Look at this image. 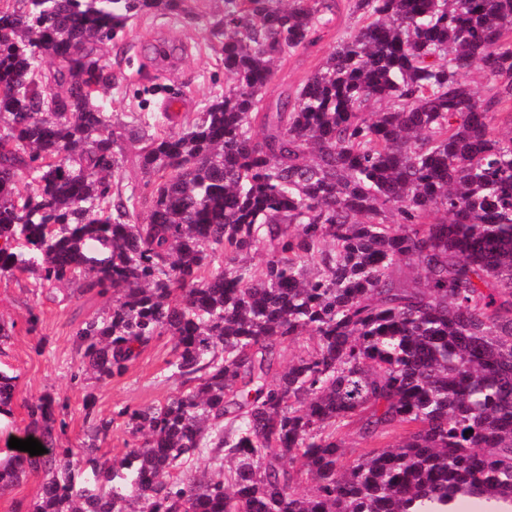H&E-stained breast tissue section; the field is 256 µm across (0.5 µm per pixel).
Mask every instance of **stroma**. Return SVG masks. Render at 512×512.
<instances>
[{
	"label": "stroma",
	"instance_id": "35a3bbf8",
	"mask_svg": "<svg viewBox=\"0 0 512 512\" xmlns=\"http://www.w3.org/2000/svg\"><path fill=\"white\" fill-rule=\"evenodd\" d=\"M193 8L191 17L142 16L105 50L106 61L121 75L102 98L112 112L117 136L119 169L112 191L123 198L138 196L146 180L138 165L140 145L131 139L139 122L149 120L160 132L184 127L226 87L221 46L205 33L208 22L223 17L224 0H195ZM355 24L348 0H336L316 44L275 61L262 93L264 111H275L280 97L293 94ZM170 106L177 114L172 122L164 117ZM115 302L112 296L83 292L75 283L39 287L32 273L0 276V319L13 327L11 336L0 340V369L15 378L11 423L0 429L1 455L10 438L24 436L30 423L28 406L49 396L57 419L64 423L56 433L58 447L82 453L92 442V423L109 418L111 429L95 441L98 455L122 456L143 438L118 418V411L158 405L182 391L181 379L168 366L174 358L170 336L153 341L125 375L110 382L97 381L86 371L73 331L80 321Z\"/></svg>",
	"mask_w": 512,
	"mask_h": 512
}]
</instances>
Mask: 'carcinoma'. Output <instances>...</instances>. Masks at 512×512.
Wrapping results in <instances>:
<instances>
[{
    "mask_svg": "<svg viewBox=\"0 0 512 512\" xmlns=\"http://www.w3.org/2000/svg\"><path fill=\"white\" fill-rule=\"evenodd\" d=\"M352 2L358 26L261 112L271 63L313 45L336 0H224L206 32L231 87L146 140L139 224L112 195L103 48L188 0H0V274L120 294L75 329L89 369L110 381L170 335L188 384L120 411L144 441L110 465L90 443L81 487L55 448L54 401L30 406L46 453L1 461L0 489L42 472L34 512L512 506V132L496 128L512 118V0ZM373 100L387 109L366 111ZM266 243L260 273L238 262ZM219 250L224 269L203 276ZM401 260L420 282H395ZM305 335L313 350L271 375L276 348ZM14 381L0 371L4 417ZM355 417L372 441L410 431L348 464L340 430Z\"/></svg>",
    "mask_w": 512,
    "mask_h": 512,
    "instance_id": "carcinoma-1",
    "label": "carcinoma"
}]
</instances>
